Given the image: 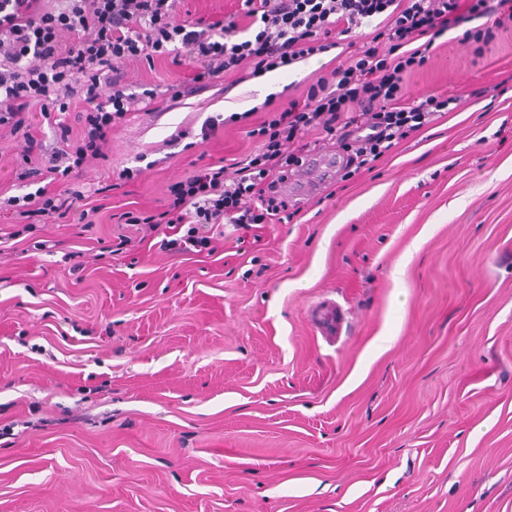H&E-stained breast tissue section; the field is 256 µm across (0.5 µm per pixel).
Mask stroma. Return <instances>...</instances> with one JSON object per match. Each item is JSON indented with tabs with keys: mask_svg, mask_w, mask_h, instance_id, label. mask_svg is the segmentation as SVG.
Masks as SVG:
<instances>
[{
	"mask_svg": "<svg viewBox=\"0 0 512 512\" xmlns=\"http://www.w3.org/2000/svg\"><path fill=\"white\" fill-rule=\"evenodd\" d=\"M464 30L407 84L457 109L257 244L219 224L214 254H174L115 220L255 150L229 119L263 120L255 78L114 128L69 183L91 224L0 210V512H512V32L478 56ZM336 55L282 68L273 102ZM128 73L162 93L193 69ZM23 146L0 128V203L44 184Z\"/></svg>",
	"mask_w": 512,
	"mask_h": 512,
	"instance_id": "35a3bbf8",
	"label": "stroma"
}]
</instances>
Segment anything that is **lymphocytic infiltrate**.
I'll return each instance as SVG.
<instances>
[{"mask_svg": "<svg viewBox=\"0 0 512 512\" xmlns=\"http://www.w3.org/2000/svg\"><path fill=\"white\" fill-rule=\"evenodd\" d=\"M177 0H0V126L19 131L25 114L44 117L83 103L77 139L61 135L45 157L49 173L69 177L102 154L113 128L136 105L163 108L155 90L128 94L127 64L185 48L201 85L225 78L239 84L338 47L369 18L385 25L329 72L317 75L303 100L267 109L250 124L255 151L233 180L219 164L200 167L170 187L168 204L153 215L125 212L129 224L161 234L162 250L213 251L209 227L249 231L290 223L294 214L278 185L306 150L312 131L338 141L351 167L371 171L392 148L448 112L438 89L408 101V79L424 69L436 39L459 23L479 19L463 40L485 50L512 30V0H243L244 21L177 22ZM83 195L40 187L24 195L27 217H65Z\"/></svg>", "mask_w": 512, "mask_h": 512, "instance_id": "lymphocytic-infiltrate-1", "label": "lymphocytic infiltrate"}]
</instances>
